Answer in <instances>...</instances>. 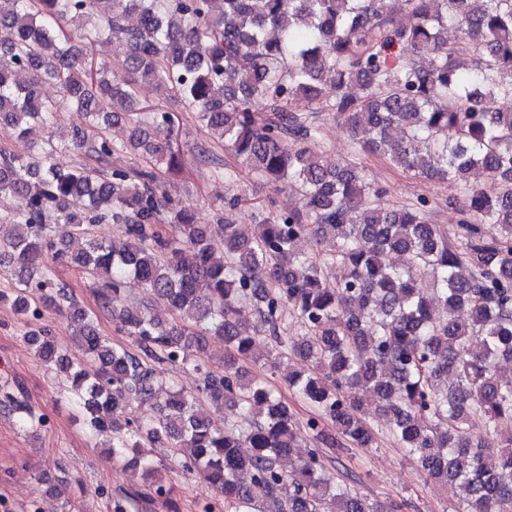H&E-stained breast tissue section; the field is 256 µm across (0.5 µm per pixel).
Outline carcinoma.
I'll return each mask as SVG.
<instances>
[{"label":"carcinoma","instance_id":"obj_1","mask_svg":"<svg viewBox=\"0 0 512 512\" xmlns=\"http://www.w3.org/2000/svg\"><path fill=\"white\" fill-rule=\"evenodd\" d=\"M395 2L0 0V124L26 137L50 129L64 108L87 116L31 158L0 153V268L16 263L26 272L13 300L27 319L24 339L41 360L70 372L87 425L112 432V460L135 456L145 497L165 494L158 469L175 468L214 487L225 512H380L334 465L341 450L372 447L368 418L377 412L431 482L461 488L462 512H512V382L497 370L512 360V112L491 109L493 100L512 98V0H403L406 27L394 24ZM132 14L135 25L126 23ZM450 27L460 32L452 43ZM103 43L118 49L129 74L123 87L95 60ZM397 43L427 62L391 53ZM141 83L195 113L214 146L250 171L295 186L300 207L266 218L250 235L224 224L216 256L210 226L169 196L167 176L180 160L172 111L161 103L137 108ZM44 84L58 97H42ZM255 98L269 102L271 115L250 110ZM108 99L132 116L127 145L106 135L117 116L104 111ZM321 101L352 131L355 152L457 187L465 197L458 232L450 237L431 223L424 198L382 204L383 190L356 162L325 167L318 129L299 108ZM126 149L146 165H112ZM77 150L95 166L64 161ZM475 171L484 177L479 186L470 182ZM13 196L26 198L27 209L6 207ZM75 199L84 200L82 210L71 208ZM48 212L53 225L44 223ZM92 224L121 225L124 249L96 239ZM163 224L173 234L162 233ZM485 224L498 235L486 238ZM313 228L333 236L335 252L305 251ZM72 237L86 249L67 250ZM391 252L408 263L387 262ZM46 255L101 283L98 310H84L68 284L43 269ZM328 265L340 270L332 285L323 279ZM130 277L169 308L171 321L124 306ZM244 302L256 313L252 336L240 329ZM37 304L81 321L79 341L96 373L65 363L37 323ZM285 305L302 328L286 344ZM101 313L134 349L98 333ZM207 336L224 343L219 366L193 354ZM260 337L275 349L259 352ZM160 362L199 373L201 394L163 383ZM243 362L279 375L312 406L310 417L297 419ZM161 392L167 399L156 415H135ZM204 401L238 410L248 427L213 429ZM0 402L21 427L42 425L14 394ZM475 415L497 451L469 432ZM308 436L307 452L286 469ZM143 437L166 441L167 462L136 457Z\"/></svg>","mask_w":512,"mask_h":512}]
</instances>
